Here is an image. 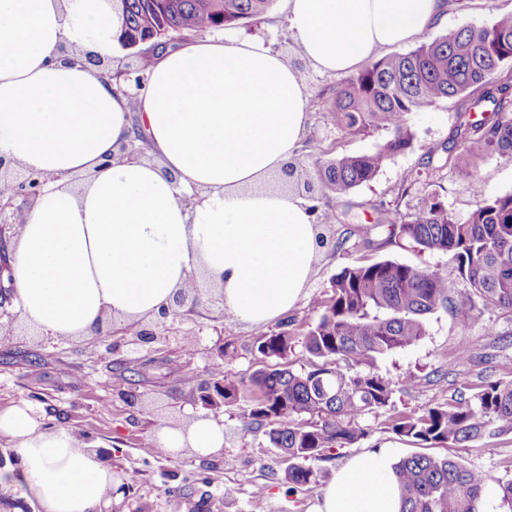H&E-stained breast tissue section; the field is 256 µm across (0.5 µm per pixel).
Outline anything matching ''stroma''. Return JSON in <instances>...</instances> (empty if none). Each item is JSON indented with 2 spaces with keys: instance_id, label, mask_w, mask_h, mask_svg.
I'll use <instances>...</instances> for the list:
<instances>
[{
  "instance_id": "stroma-1",
  "label": "stroma",
  "mask_w": 512,
  "mask_h": 512,
  "mask_svg": "<svg viewBox=\"0 0 512 512\" xmlns=\"http://www.w3.org/2000/svg\"><path fill=\"white\" fill-rule=\"evenodd\" d=\"M509 12L512 0H450L445 28L487 27L498 15ZM238 32L261 36L290 62L303 65L281 0L257 20L239 26ZM303 67L311 98L307 135L296 164L310 172L317 159L373 151L381 133H348L328 111L344 75ZM457 111V100L450 99L412 113V149L387 161L373 181L357 188L344 203L332 196L320 199L321 209L337 213L325 233L342 239L344 245L335 252L323 251L307 297L286 317L273 322V329L299 332L303 323L317 317V302L327 293L331 277L357 263L388 259L437 268L447 275L450 290L464 289L447 255L422 252L405 243L379 249L363 244L378 213L397 221L436 195L449 211L464 217L478 200L512 192V159L493 155L472 168L440 152V145L451 136ZM14 310L10 303L0 310V328L7 330L0 335V410L31 404L47 426L69 428L109 454L117 473L137 471L138 484L122 488L112 512H170L174 506L167 492L175 488L187 491L175 506L179 512H252V497L258 490L263 493L262 512H308L336 470L349 459L382 446L392 447L400 459L421 452L448 456L512 479V434L464 448L441 444L424 449L394 434L385 417L370 416L364 422L368 431L364 439L326 451L323 459L311 463L315 481L293 485L285 479L288 463L280 451L263 437L242 434L240 416L247 407L243 401L215 414L224 425V450L219 455L201 458L186 450L172 458L158 457L147 444L150 434L161 426L187 425L199 412L195 390L206 378L216 353H223L225 376L236 384L262 365L261 356L243 343L248 328L225 314L214 293L204 291L195 312L172 323L181 335L198 342L189 360L174 341L162 338L130 350L122 324L110 320L102 336L49 338L23 320H12ZM379 366L382 372L403 380L395 403L406 411L446 403L457 392L473 393L487 380L510 381L512 315L482 309L463 328L448 313H435L427 318L422 341L384 358ZM425 374L429 383H413V376Z\"/></svg>"
}]
</instances>
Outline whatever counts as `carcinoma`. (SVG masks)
<instances>
[{"mask_svg":"<svg viewBox=\"0 0 512 512\" xmlns=\"http://www.w3.org/2000/svg\"><path fill=\"white\" fill-rule=\"evenodd\" d=\"M124 21L118 41L128 50L146 32L164 39L178 33L236 28L264 14L273 0H116ZM512 13L489 28L462 27L413 50L371 62L336 87L330 112L353 134L383 132L370 153L342 155L316 166L314 175L288 165L290 182L314 198L336 200L375 179L384 164L414 145L409 116L453 98L460 112L442 151L460 149L475 164L489 155L512 159ZM475 112H489L482 123ZM383 247L398 239L423 252L446 254L467 289L451 293L437 268L381 260L343 268L330 281L331 296L318 301V317L304 325L305 363L293 369V337L269 330L243 342L269 364L237 386L225 381L224 358L211 365L198 387L208 410L249 402L244 433L262 436L288 457L285 479L306 485L310 460L366 436L365 416L389 413L388 425L421 446L467 444L512 433V381L489 382L471 397L454 398L419 414L395 411L402 384L378 362L416 345L426 335L425 316L445 311L469 326L478 307L512 315V193L481 199L464 218L434 198L388 226ZM395 474L402 512H479L487 481L479 469L449 457L415 454L398 461Z\"/></svg>","mask_w":512,"mask_h":512,"instance_id":"carcinoma-1","label":"carcinoma"}]
</instances>
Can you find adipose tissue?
I'll return each instance as SVG.
<instances>
[{
	"label": "adipose tissue",
	"instance_id": "1",
	"mask_svg": "<svg viewBox=\"0 0 512 512\" xmlns=\"http://www.w3.org/2000/svg\"><path fill=\"white\" fill-rule=\"evenodd\" d=\"M301 58L328 73L447 18V0H284ZM112 0H0V162L48 183L12 240V301L55 339L89 338L173 305L201 277L226 312L261 328L307 294L321 247L310 202L272 186L306 136L302 71L264 41L206 38L150 55L135 98L82 55L115 57ZM139 118L151 158L120 153ZM11 471L41 512H109L110 463L26 403L0 411ZM153 447L220 453L224 426L199 414ZM395 453L350 459L309 512H401Z\"/></svg>",
	"mask_w": 512,
	"mask_h": 512
}]
</instances>
